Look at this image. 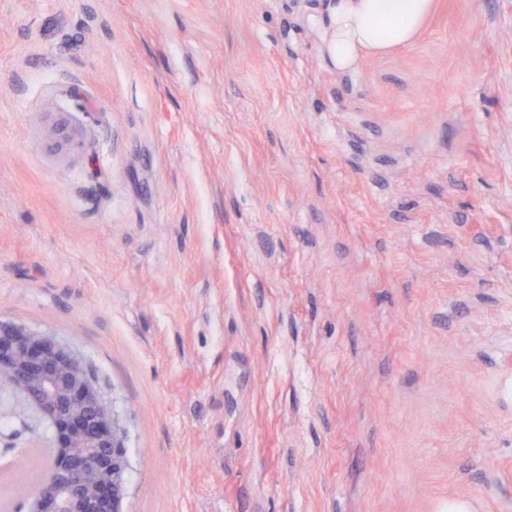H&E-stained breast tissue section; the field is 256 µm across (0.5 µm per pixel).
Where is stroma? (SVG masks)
<instances>
[{
  "instance_id": "35a3bbf8",
  "label": "stroma",
  "mask_w": 512,
  "mask_h": 512,
  "mask_svg": "<svg viewBox=\"0 0 512 512\" xmlns=\"http://www.w3.org/2000/svg\"><path fill=\"white\" fill-rule=\"evenodd\" d=\"M326 6L0 0V320L124 512H512V0L351 72Z\"/></svg>"
}]
</instances>
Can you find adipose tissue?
<instances>
[{
    "label": "adipose tissue",
    "instance_id": "obj_1",
    "mask_svg": "<svg viewBox=\"0 0 512 512\" xmlns=\"http://www.w3.org/2000/svg\"><path fill=\"white\" fill-rule=\"evenodd\" d=\"M433 0H330L326 51L337 69L356 68L362 56L383 55L413 42Z\"/></svg>",
    "mask_w": 512,
    "mask_h": 512
}]
</instances>
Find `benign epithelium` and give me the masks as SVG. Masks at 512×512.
I'll use <instances>...</instances> for the list:
<instances>
[{
    "label": "benign epithelium",
    "instance_id": "benign-epithelium-1",
    "mask_svg": "<svg viewBox=\"0 0 512 512\" xmlns=\"http://www.w3.org/2000/svg\"><path fill=\"white\" fill-rule=\"evenodd\" d=\"M16 403L9 416L35 438L40 417L53 421L62 449L48 481L56 490L19 488L31 512H123L127 456L117 417L82 359L51 335L0 321V392ZM83 448L82 456L69 453Z\"/></svg>",
    "mask_w": 512,
    "mask_h": 512
}]
</instances>
